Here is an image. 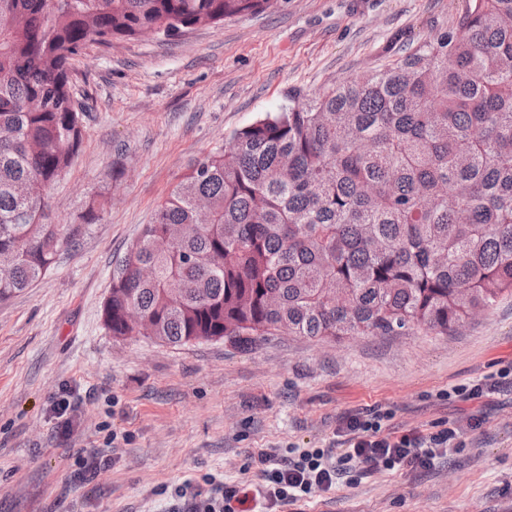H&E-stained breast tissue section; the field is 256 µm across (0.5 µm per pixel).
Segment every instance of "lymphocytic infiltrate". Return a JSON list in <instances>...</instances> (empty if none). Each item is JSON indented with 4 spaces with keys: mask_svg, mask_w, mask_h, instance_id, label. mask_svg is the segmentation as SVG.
Listing matches in <instances>:
<instances>
[{
    "mask_svg": "<svg viewBox=\"0 0 512 512\" xmlns=\"http://www.w3.org/2000/svg\"><path fill=\"white\" fill-rule=\"evenodd\" d=\"M383 418L377 410L367 418L346 419L347 446L339 454L330 448H294L286 457L258 453L263 493L254 492L247 484L227 486L201 506L185 489H176V496L183 501L178 512H275L281 504L330 490L338 475L337 461L356 462L366 472L378 466L391 470L404 464L429 468L454 449L456 430L394 438L383 433Z\"/></svg>",
    "mask_w": 512,
    "mask_h": 512,
    "instance_id": "obj_1",
    "label": "lymphocytic infiltrate"
}]
</instances>
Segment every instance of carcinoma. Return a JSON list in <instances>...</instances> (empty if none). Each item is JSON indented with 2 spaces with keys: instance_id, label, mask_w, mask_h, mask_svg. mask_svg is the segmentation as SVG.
Here are the masks:
<instances>
[{
  "instance_id": "1",
  "label": "carcinoma",
  "mask_w": 512,
  "mask_h": 512,
  "mask_svg": "<svg viewBox=\"0 0 512 512\" xmlns=\"http://www.w3.org/2000/svg\"><path fill=\"white\" fill-rule=\"evenodd\" d=\"M277 0H0V301L81 225L46 189L83 144L71 65L92 44L263 12ZM384 68L289 93L190 165L112 272L103 317L156 339L446 335L512 295V0H468ZM149 267L139 278L134 268Z\"/></svg>"
}]
</instances>
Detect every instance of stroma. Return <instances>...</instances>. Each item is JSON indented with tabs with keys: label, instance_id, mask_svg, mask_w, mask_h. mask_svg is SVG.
Returning <instances> with one entry per match:
<instances>
[{
	"label": "stroma",
	"instance_id": "obj_1",
	"mask_svg": "<svg viewBox=\"0 0 512 512\" xmlns=\"http://www.w3.org/2000/svg\"><path fill=\"white\" fill-rule=\"evenodd\" d=\"M466 0H278L194 28L91 45L72 63L83 145L49 191L48 221L77 224L32 288L0 301V512H169L176 487L260 485L259 451L337 448L345 418L385 412L383 433L458 432L428 469L360 475L279 512H512V296L457 331L281 334L170 346L117 338L112 270L189 164L238 129L393 62ZM99 219L83 225L90 199ZM490 386L467 400L461 387ZM112 459L88 482L93 450Z\"/></svg>",
	"mask_w": 512,
	"mask_h": 512
}]
</instances>
